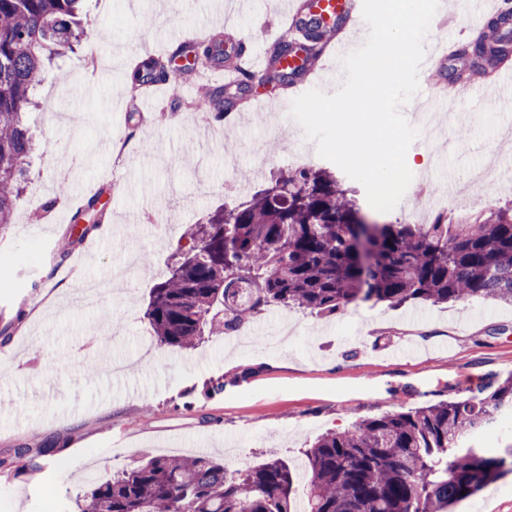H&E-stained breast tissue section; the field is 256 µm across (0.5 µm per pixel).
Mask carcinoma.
I'll return each mask as SVG.
<instances>
[{
	"label": "carcinoma",
	"mask_w": 512,
	"mask_h": 512,
	"mask_svg": "<svg viewBox=\"0 0 512 512\" xmlns=\"http://www.w3.org/2000/svg\"><path fill=\"white\" fill-rule=\"evenodd\" d=\"M82 0H0V234L12 224L28 181L32 134L26 113L46 63L110 30L86 25ZM512 45V6L490 17L464 52L481 68ZM145 75L167 63L151 57ZM200 107L220 121L215 95ZM92 196L73 215L69 243L102 218ZM342 182L302 168L233 208L218 207L188 228L168 275L151 288L144 319L157 343L180 350L229 331L272 305L324 317L373 301L445 304L493 299L512 304V208L451 223L366 224ZM367 237L372 262L359 263ZM512 411V375L468 395L363 418L329 431L304 451L309 479L296 508L297 472L280 459L232 469L208 456H152L107 480H87L79 512H453L512 474V444L489 455L465 445L497 413Z\"/></svg>",
	"instance_id": "cac0c4a2"
}]
</instances>
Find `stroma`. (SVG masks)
I'll return each mask as SVG.
<instances>
[{"label": "stroma", "mask_w": 512, "mask_h": 512, "mask_svg": "<svg viewBox=\"0 0 512 512\" xmlns=\"http://www.w3.org/2000/svg\"><path fill=\"white\" fill-rule=\"evenodd\" d=\"M488 0H441L434 45L475 35ZM279 0H85L89 24L110 28L55 61L30 112L35 135L30 182L0 235V512H78L77 471L105 479L150 456L208 455L245 469L271 458L299 463L318 436L363 417L464 395L478 381L512 375V305L469 300L433 305L361 302L318 317L268 307L248 321L240 349L217 334L195 350L157 347L153 362L125 379L88 372L99 349L133 356L144 308L168 271L185 228L218 206H237L288 171L329 167L289 116L294 91L279 72L257 71L248 98L223 124L190 106L205 81L177 75L154 91L168 112L148 110L131 91L134 60L163 51L177 31L224 19L266 55L282 18ZM466 125L432 115L434 133L406 155L413 174L386 224L473 215L512 206V191L478 195L472 168L512 183V94L460 93ZM279 144L269 153L268 144ZM102 192L113 223L137 213L122 236L94 233L59 253L76 207ZM150 258L128 262L129 248ZM223 380L212 397L204 388ZM45 449L28 469L19 449ZM456 512H512V478L459 503Z\"/></svg>", "instance_id": "1"}]
</instances>
